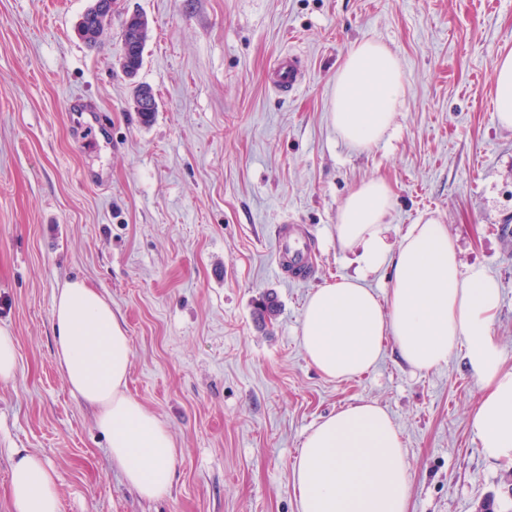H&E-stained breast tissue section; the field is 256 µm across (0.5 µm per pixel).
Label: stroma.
<instances>
[{
    "label": "stroma",
    "mask_w": 512,
    "mask_h": 512,
    "mask_svg": "<svg viewBox=\"0 0 512 512\" xmlns=\"http://www.w3.org/2000/svg\"><path fill=\"white\" fill-rule=\"evenodd\" d=\"M93 0H0V328L14 336L0 382V512L15 452L61 476L63 512H298V449L356 401L397 424L412 479L408 512H512V463L482 454L470 426L479 385L464 351L418 372L386 348L377 367L329 380L300 341L315 286L353 273L338 211L369 178L390 186L389 240L429 215L464 264L501 288L493 323L512 366V129L494 117V68L512 50V0H112L97 45L77 25ZM149 22L135 78L118 64L122 26ZM385 44L407 96L385 140L348 147L332 127V81L350 47ZM293 52V96L266 71ZM157 112L143 124L136 85ZM84 97L104 121L70 111ZM307 225L315 281L275 271L284 221ZM83 279L131 341L128 390L172 432L173 484L158 500L113 465L94 410L67 385L52 311ZM276 297L280 310L258 319ZM18 368L15 340L7 331L0 330V381L12 379Z\"/></svg>",
    "instance_id": "stroma-1"
}]
</instances>
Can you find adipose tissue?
Masks as SVG:
<instances>
[{"label":"adipose tissue","mask_w":512,"mask_h":512,"mask_svg":"<svg viewBox=\"0 0 512 512\" xmlns=\"http://www.w3.org/2000/svg\"><path fill=\"white\" fill-rule=\"evenodd\" d=\"M406 91L399 58L377 40H362L336 73L329 120L349 147L371 148L389 133ZM494 103L498 123L512 128V51L496 60ZM392 209L391 190L378 178L362 181L340 207L336 241L354 253L355 270L309 294L300 327L308 360L325 378L346 380L375 368L389 341L421 372L464 350L480 386L471 430L487 458L512 462V367L492 329L499 285L483 265L460 261L436 219L409 225L391 245ZM380 272L389 280L382 297L367 284ZM53 323L64 378L97 407L96 424L113 463L142 497L164 496L177 448L169 427L128 392L131 346L124 324L80 280L60 289ZM59 480L39 456L18 454L9 475L14 512H62ZM293 489L298 512H408L410 466L388 411L361 401L322 418L303 440Z\"/></svg>","instance_id":"ef3b65f1"}]
</instances>
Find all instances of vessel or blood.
<instances>
[{
	"instance_id": "obj_1",
	"label": "vessel or blood",
	"mask_w": 512,
	"mask_h": 512,
	"mask_svg": "<svg viewBox=\"0 0 512 512\" xmlns=\"http://www.w3.org/2000/svg\"><path fill=\"white\" fill-rule=\"evenodd\" d=\"M303 72L293 54L279 56L269 82L279 92L289 93L298 88ZM275 262L277 274L288 281L302 283L315 272L313 256L317 250L315 236L301 224L281 225L275 235Z\"/></svg>"
}]
</instances>
